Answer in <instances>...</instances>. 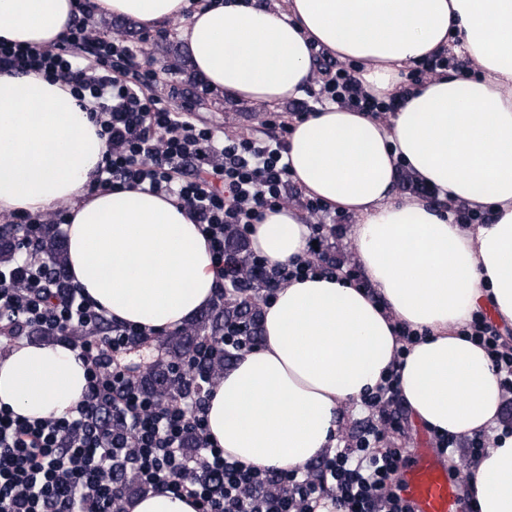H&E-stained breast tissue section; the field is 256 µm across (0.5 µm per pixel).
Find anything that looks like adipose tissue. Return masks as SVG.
I'll use <instances>...</instances> for the list:
<instances>
[{"label":"adipose tissue","instance_id":"obj_1","mask_svg":"<svg viewBox=\"0 0 512 512\" xmlns=\"http://www.w3.org/2000/svg\"><path fill=\"white\" fill-rule=\"evenodd\" d=\"M103 15L162 28L180 22L196 73L238 100L278 105L316 78L313 50L360 65L363 88L409 96L390 122L331 104L293 119L290 176L306 196L353 214L349 237L368 281L291 280L263 310L259 347L211 387L210 440L236 460L301 469L335 447L344 405L387 374L397 323L422 331L399 369L404 405L428 429L473 436L494 426L502 389L484 349L460 330L490 304L512 326V0H94ZM76 0H0V39L58 41ZM457 47L479 69L405 72ZM91 104L52 79L0 74V213L43 214L71 202L68 272L113 320L148 331L182 326L207 308L217 276L209 244L176 201L139 189L84 186L106 150ZM439 191L440 205L397 199L399 168ZM489 212L452 224L447 207ZM310 229L283 204L252 225L254 252L273 265L304 259ZM87 391L67 344L13 345L0 357V409L62 418ZM480 512H512V436L475 472Z\"/></svg>","mask_w":512,"mask_h":512}]
</instances>
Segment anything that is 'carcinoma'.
<instances>
[{"mask_svg": "<svg viewBox=\"0 0 512 512\" xmlns=\"http://www.w3.org/2000/svg\"><path fill=\"white\" fill-rule=\"evenodd\" d=\"M23 228L0 224V263L13 262ZM35 259L50 264L58 282L67 272V250L55 225L41 227V240ZM224 274L239 284L231 296L220 292L212 304L200 311L185 326L164 336L145 338L155 347L157 356L135 377L140 391L165 405L177 402L186 386V362L199 353L200 369L219 376L232 363L233 356L214 343L224 340V333L235 326L242 335L256 341L262 330V312L257 303L259 292L267 285L266 272L250 256L247 242L231 226L224 230Z\"/></svg>", "mask_w": 512, "mask_h": 512, "instance_id": "carcinoma-1", "label": "carcinoma"}]
</instances>
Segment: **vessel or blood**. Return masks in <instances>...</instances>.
Listing matches in <instances>:
<instances>
[{
	"label": "vessel or blood",
	"mask_w": 512,
	"mask_h": 512,
	"mask_svg": "<svg viewBox=\"0 0 512 512\" xmlns=\"http://www.w3.org/2000/svg\"><path fill=\"white\" fill-rule=\"evenodd\" d=\"M401 496L412 512H463L464 492L433 449L422 448L398 473Z\"/></svg>",
	"instance_id": "obj_1"
}]
</instances>
